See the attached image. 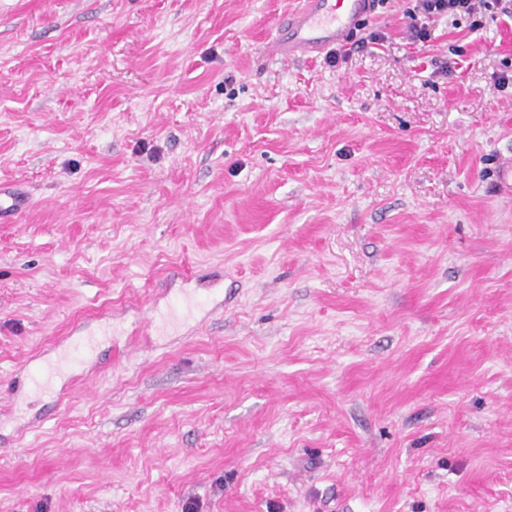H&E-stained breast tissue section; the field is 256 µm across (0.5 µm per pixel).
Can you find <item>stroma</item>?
Wrapping results in <instances>:
<instances>
[{
	"mask_svg": "<svg viewBox=\"0 0 512 512\" xmlns=\"http://www.w3.org/2000/svg\"><path fill=\"white\" fill-rule=\"evenodd\" d=\"M296 2L0 0V512H512V0ZM373 0H299L276 27L269 49L281 58L321 54L346 42L360 18L372 13ZM386 0H374V7ZM501 0H418L415 6L423 19L439 16L472 18V28L481 26L477 17L483 18V14L492 11L493 6ZM414 9V10H416Z\"/></svg>",
	"mask_w": 512,
	"mask_h": 512,
	"instance_id": "stroma-1",
	"label": "stroma"
}]
</instances>
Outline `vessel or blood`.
<instances>
[{
	"label": "vessel or blood",
	"mask_w": 512,
	"mask_h": 512,
	"mask_svg": "<svg viewBox=\"0 0 512 512\" xmlns=\"http://www.w3.org/2000/svg\"><path fill=\"white\" fill-rule=\"evenodd\" d=\"M372 0H298L276 27L270 51L288 59L344 44L352 26L370 14Z\"/></svg>",
	"instance_id": "1"
}]
</instances>
